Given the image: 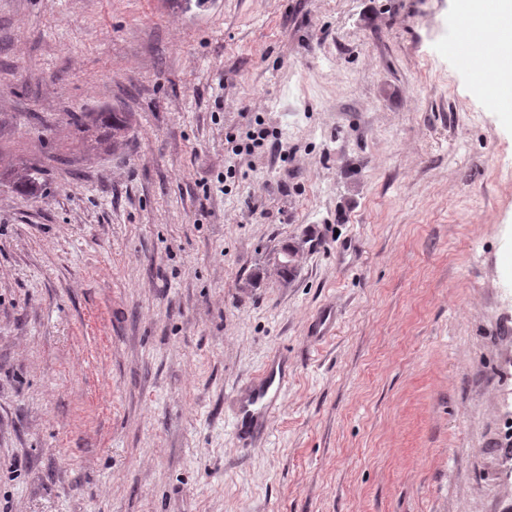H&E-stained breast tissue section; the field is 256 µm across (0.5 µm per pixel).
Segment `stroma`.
Returning <instances> with one entry per match:
<instances>
[{"label":"stroma","mask_w":512,"mask_h":512,"mask_svg":"<svg viewBox=\"0 0 512 512\" xmlns=\"http://www.w3.org/2000/svg\"><path fill=\"white\" fill-rule=\"evenodd\" d=\"M459 20L0 0V169L42 172L0 181V512H512V120ZM72 124L78 135L87 144L98 143L105 136L104 130H109V136L115 137L120 131H124L128 125V118L123 112H86L85 115L78 116L71 114ZM102 130V131H101ZM41 170L23 165L11 166L5 171L0 170V179L6 178L20 191L30 196H37L40 189ZM288 387V374L280 361H273L255 382L248 395L235 408L236 433L241 439L251 437L263 429L260 421L276 406Z\"/></svg>","instance_id":"35a3bbf8"}]
</instances>
